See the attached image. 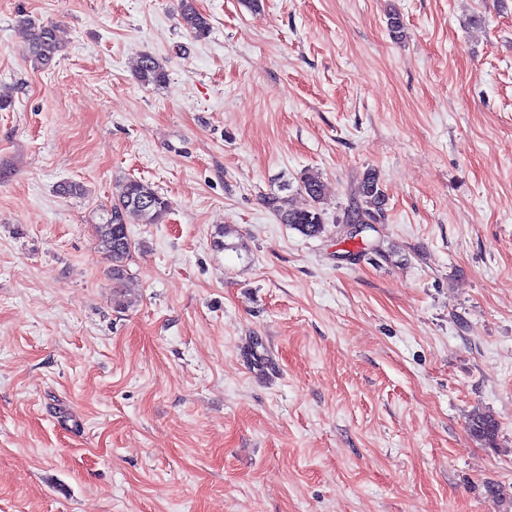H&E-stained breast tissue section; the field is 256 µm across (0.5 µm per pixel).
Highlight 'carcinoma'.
<instances>
[{
	"mask_svg": "<svg viewBox=\"0 0 512 512\" xmlns=\"http://www.w3.org/2000/svg\"><path fill=\"white\" fill-rule=\"evenodd\" d=\"M180 17L183 24L196 38L204 39L211 32L209 19L195 6V0H180ZM23 23L30 26L31 38L27 56L34 66L45 67L51 64L59 51L55 28L48 24L37 25L29 19ZM136 78L144 86L161 87L168 80L165 65L157 57L143 55L136 68ZM299 188L310 200L308 207L295 208L288 196L270 193L263 197V203L277 217L279 223L293 227L306 237H317L325 230L324 185L313 172L301 175ZM170 208L169 201L150 184L137 179L125 182L120 195L101 209L99 222L94 225L100 251L112 262V280L120 281L125 276V261L132 250L127 224L138 219L144 224H160ZM386 217V195L380 187L376 173H366L359 187V201L344 213V224H380ZM471 436L492 442L498 433L496 419L489 415H479L468 423Z\"/></svg>",
	"mask_w": 512,
	"mask_h": 512,
	"instance_id": "1",
	"label": "carcinoma"
}]
</instances>
